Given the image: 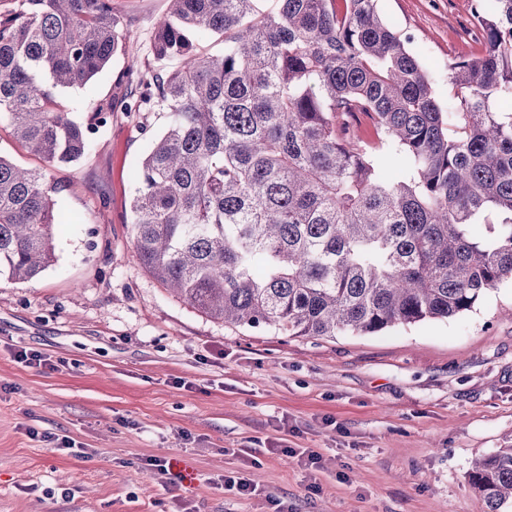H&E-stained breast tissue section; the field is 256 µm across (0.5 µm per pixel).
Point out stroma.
<instances>
[{
  "label": "stroma",
  "mask_w": 512,
  "mask_h": 512,
  "mask_svg": "<svg viewBox=\"0 0 512 512\" xmlns=\"http://www.w3.org/2000/svg\"><path fill=\"white\" fill-rule=\"evenodd\" d=\"M472 2L380 0L443 103L449 60L477 51ZM112 5L129 51L63 90L82 120L145 64L170 0ZM166 122L113 112L85 158L53 172L77 221L56 263L28 282L0 276V512H486L469 473L512 441V284L464 315L368 335L213 320L133 253L131 172ZM23 348L44 366L18 362ZM50 434L88 457L55 450ZM175 456L195 467V488L164 485L150 464ZM231 472L258 492L224 489Z\"/></svg>",
  "instance_id": "1"
}]
</instances>
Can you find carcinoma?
Returning <instances> with one entry per match:
<instances>
[{
	"label": "carcinoma",
	"mask_w": 512,
	"mask_h": 512,
	"mask_svg": "<svg viewBox=\"0 0 512 512\" xmlns=\"http://www.w3.org/2000/svg\"><path fill=\"white\" fill-rule=\"evenodd\" d=\"M170 2L125 105L169 118L132 174L133 252L158 283L226 324L331 337L456 317L512 282V0H475L485 50L448 63L450 112L380 0ZM213 34L222 54L200 52ZM124 40L112 0H0V121L45 163L0 155L12 280L55 263L74 219L51 171L113 112L101 101L78 121L58 89L102 72ZM387 152L401 175L385 174ZM470 480L499 512L512 442Z\"/></svg>",
	"instance_id": "obj_1"
}]
</instances>
